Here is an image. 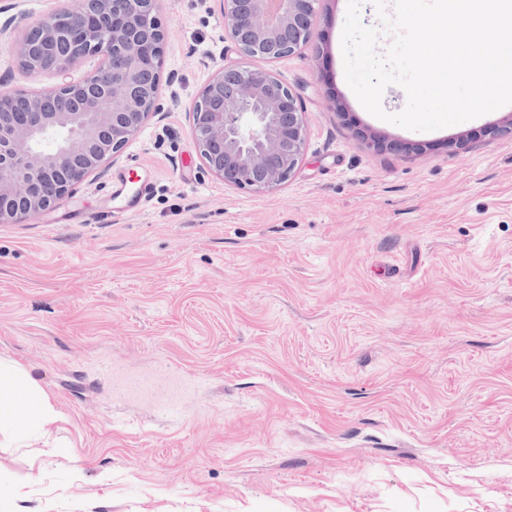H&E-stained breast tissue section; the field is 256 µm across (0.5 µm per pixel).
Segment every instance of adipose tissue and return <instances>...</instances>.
Returning <instances> with one entry per match:
<instances>
[{
	"mask_svg": "<svg viewBox=\"0 0 512 512\" xmlns=\"http://www.w3.org/2000/svg\"><path fill=\"white\" fill-rule=\"evenodd\" d=\"M59 417L30 371L0 358V447L23 448L47 437Z\"/></svg>",
	"mask_w": 512,
	"mask_h": 512,
	"instance_id": "adipose-tissue-1",
	"label": "adipose tissue"
}]
</instances>
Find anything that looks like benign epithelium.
I'll list each match as a JSON object with an SVG mask.
<instances>
[{
	"mask_svg": "<svg viewBox=\"0 0 512 512\" xmlns=\"http://www.w3.org/2000/svg\"><path fill=\"white\" fill-rule=\"evenodd\" d=\"M159 0H72L7 37L20 68L55 84L0 92V224L56 207L101 172L162 102L165 31ZM224 36L269 62L313 40L320 0H219ZM97 64L80 81L70 71ZM204 170L228 186L265 192L292 177L305 147L297 97L274 71L219 67L185 107Z\"/></svg>",
	"mask_w": 512,
	"mask_h": 512,
	"instance_id": "7a95c632",
	"label": "benign epithelium"
}]
</instances>
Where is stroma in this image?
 Returning <instances> with one entry per match:
<instances>
[{
  "label": "stroma",
  "instance_id": "stroma-1",
  "mask_svg": "<svg viewBox=\"0 0 512 512\" xmlns=\"http://www.w3.org/2000/svg\"><path fill=\"white\" fill-rule=\"evenodd\" d=\"M346 9L271 65L305 117L286 184L202 171L183 104L241 57L218 0H161L180 105L0 224V356L71 448L0 447V512H512V105L375 118Z\"/></svg>",
  "mask_w": 512,
  "mask_h": 512
}]
</instances>
